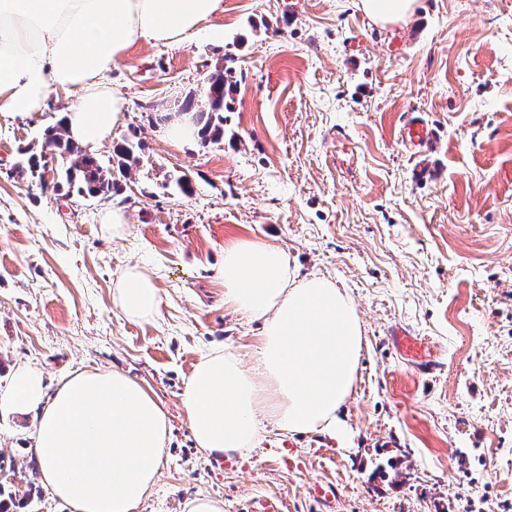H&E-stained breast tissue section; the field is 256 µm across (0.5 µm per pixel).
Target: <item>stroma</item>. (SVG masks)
Listing matches in <instances>:
<instances>
[{"mask_svg": "<svg viewBox=\"0 0 512 512\" xmlns=\"http://www.w3.org/2000/svg\"><path fill=\"white\" fill-rule=\"evenodd\" d=\"M178 46L137 41L105 74L124 106L110 143L141 144L112 200L43 188L19 152L75 101L0 114V388L15 366L47 389L81 370L128 373L170 423L156 484L137 512H183L212 496L252 512H512V0H417L380 24L359 0H222ZM230 70L236 90L216 143L173 140L163 116ZM434 131L401 135L407 113ZM350 140L341 144L337 132ZM357 163H349L350 152ZM192 191L176 190V179ZM124 237L101 224L112 207ZM260 239L298 277L345 292L364 322L361 368L342 436L289 435L264 423L250 454L195 448L185 383L210 349L253 363L261 321L224 304V248ZM139 266L162 297L128 321L112 284ZM401 326L428 347L424 372L389 341ZM31 418L0 413V500L8 512H68L40 478ZM280 448L295 457L283 465ZM339 489L333 506L311 485Z\"/></svg>", "mask_w": 512, "mask_h": 512, "instance_id": "obj_1", "label": "stroma"}]
</instances>
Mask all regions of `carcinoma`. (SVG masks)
I'll use <instances>...</instances> for the list:
<instances>
[{"label":"carcinoma","instance_id":"obj_1","mask_svg":"<svg viewBox=\"0 0 512 512\" xmlns=\"http://www.w3.org/2000/svg\"><path fill=\"white\" fill-rule=\"evenodd\" d=\"M227 79L224 70L217 69L211 73L208 82L200 90L209 106L210 113L199 134L201 143L219 141L224 136V98L227 94ZM62 124L48 128L44 133L45 147L52 151V156L60 159L58 177L68 185H78V192L89 198L112 199L118 191L117 183L112 180V168L103 167L97 157L90 155L64 137ZM113 157L117 159L118 168L127 170L139 162L136 145L129 139L113 146Z\"/></svg>","mask_w":512,"mask_h":512}]
</instances>
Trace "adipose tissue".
I'll return each mask as SVG.
<instances>
[{
  "label": "adipose tissue",
  "instance_id": "adipose-tissue-1",
  "mask_svg": "<svg viewBox=\"0 0 512 512\" xmlns=\"http://www.w3.org/2000/svg\"><path fill=\"white\" fill-rule=\"evenodd\" d=\"M222 0H0V112L42 111L52 92L76 93L61 115L69 138L93 153L112 138L123 99L103 77L135 41L179 45ZM224 303L262 323L255 364L215 348L182 396L189 430L208 455L255 448L262 420L291 434L335 433L357 379L364 329L349 297L322 276L297 278L287 253L260 240L224 249ZM112 303L133 322L156 318L161 296L140 269L114 282ZM31 417L43 483L70 512H137L163 457L162 405L122 371L67 375L46 395L21 368L0 410Z\"/></svg>",
  "mask_w": 512,
  "mask_h": 512
}]
</instances>
